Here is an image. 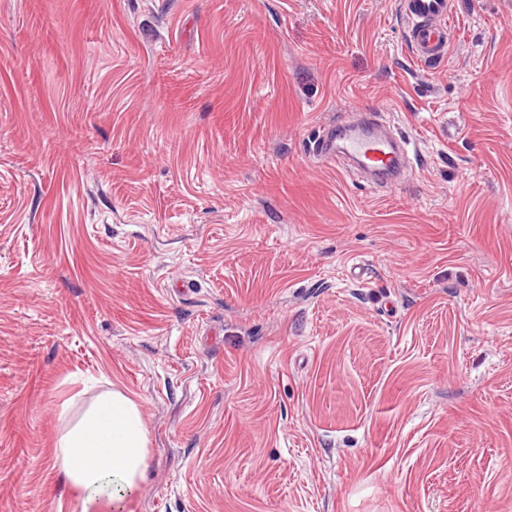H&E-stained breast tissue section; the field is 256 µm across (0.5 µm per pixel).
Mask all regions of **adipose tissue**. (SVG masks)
Returning <instances> with one entry per match:
<instances>
[{"instance_id":"1","label":"adipose tissue","mask_w":512,"mask_h":512,"mask_svg":"<svg viewBox=\"0 0 512 512\" xmlns=\"http://www.w3.org/2000/svg\"><path fill=\"white\" fill-rule=\"evenodd\" d=\"M54 466L80 512H126L145 479L148 434L138 405L102 396L55 444Z\"/></svg>"}]
</instances>
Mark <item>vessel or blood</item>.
Segmentation results:
<instances>
[{"label":"vessel or blood","instance_id":"1","mask_svg":"<svg viewBox=\"0 0 512 512\" xmlns=\"http://www.w3.org/2000/svg\"><path fill=\"white\" fill-rule=\"evenodd\" d=\"M401 4L414 59L423 65L446 59L452 34L451 0H401ZM407 148V141L397 138L376 113L369 112L356 120L343 117L323 129L310 144L309 153L342 169L357 166L373 173L374 183L393 187L408 174Z\"/></svg>","mask_w":512,"mask_h":512}]
</instances>
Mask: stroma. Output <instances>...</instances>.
Masks as SVG:
<instances>
[{
    "mask_svg": "<svg viewBox=\"0 0 512 512\" xmlns=\"http://www.w3.org/2000/svg\"><path fill=\"white\" fill-rule=\"evenodd\" d=\"M0 0V512L139 406L132 512H512V0ZM382 110L389 189L309 156ZM401 4L414 59L422 65L446 59L452 34V1L402 0Z\"/></svg>",
    "mask_w": 512,
    "mask_h": 512,
    "instance_id": "35a3bbf8",
    "label": "stroma"
}]
</instances>
